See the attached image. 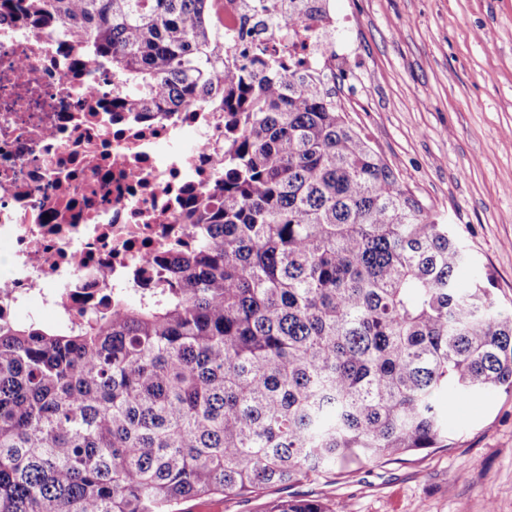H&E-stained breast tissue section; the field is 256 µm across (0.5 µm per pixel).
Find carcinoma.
Instances as JSON below:
<instances>
[{
    "label": "carcinoma",
    "instance_id": "obj_1",
    "mask_svg": "<svg viewBox=\"0 0 512 512\" xmlns=\"http://www.w3.org/2000/svg\"><path fill=\"white\" fill-rule=\"evenodd\" d=\"M39 4L122 79L112 107L224 111V178L146 296L0 324V512L249 501L447 448L438 399L512 393V314L315 74L227 73L210 0ZM261 512H335L292 492Z\"/></svg>",
    "mask_w": 512,
    "mask_h": 512
}]
</instances>
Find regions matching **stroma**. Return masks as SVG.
<instances>
[{"label":"stroma","instance_id":"obj_1","mask_svg":"<svg viewBox=\"0 0 512 512\" xmlns=\"http://www.w3.org/2000/svg\"><path fill=\"white\" fill-rule=\"evenodd\" d=\"M336 101L512 308V0H328ZM451 445L305 485L338 512H512V394L443 401Z\"/></svg>","mask_w":512,"mask_h":512}]
</instances>
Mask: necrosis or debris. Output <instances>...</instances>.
I'll use <instances>...</instances> for the list:
<instances>
[{
  "mask_svg": "<svg viewBox=\"0 0 512 512\" xmlns=\"http://www.w3.org/2000/svg\"><path fill=\"white\" fill-rule=\"evenodd\" d=\"M329 14L260 30L244 0H224L219 35L234 54L297 68L334 59ZM82 40L15 8L0 10V317L47 309L82 322L117 289L161 273L158 259L193 236L186 200L223 175L224 115L207 104L177 112H116L121 88ZM194 130L196 144L182 137Z\"/></svg>",
  "mask_w": 512,
  "mask_h": 512,
  "instance_id": "necrosis-or-debris-1",
  "label": "necrosis or debris"
}]
</instances>
